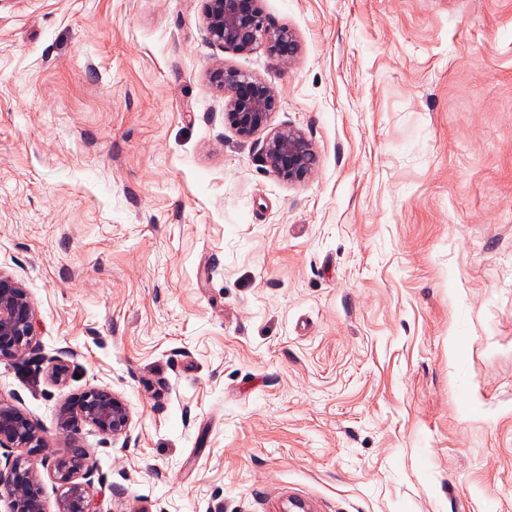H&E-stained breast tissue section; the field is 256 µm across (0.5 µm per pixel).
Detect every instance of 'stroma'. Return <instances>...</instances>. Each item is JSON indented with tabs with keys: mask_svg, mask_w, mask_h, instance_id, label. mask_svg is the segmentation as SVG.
<instances>
[{
	"mask_svg": "<svg viewBox=\"0 0 512 512\" xmlns=\"http://www.w3.org/2000/svg\"><path fill=\"white\" fill-rule=\"evenodd\" d=\"M0 0V272L35 354L0 396L85 449L97 512H512V0ZM279 96L304 182L240 138L216 64ZM69 365L65 382L49 371ZM107 387L130 434H59ZM203 21L209 39L224 51L242 54L257 46L284 63L293 61L300 45L287 26L271 24L260 0H202ZM262 161L279 179L296 184L313 174L319 155L301 130L288 126L269 133L262 147Z\"/></svg>",
	"mask_w": 512,
	"mask_h": 512,
	"instance_id": "35a3bbf8",
	"label": "stroma"
}]
</instances>
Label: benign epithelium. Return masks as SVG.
<instances>
[{"label": "benign epithelium", "mask_w": 512, "mask_h": 512, "mask_svg": "<svg viewBox=\"0 0 512 512\" xmlns=\"http://www.w3.org/2000/svg\"><path fill=\"white\" fill-rule=\"evenodd\" d=\"M203 21L209 39L226 51L242 54L263 46L278 60L293 61L300 45L286 26L271 24L260 0H202ZM210 81L227 96L224 119L248 139L269 125L279 103L275 91L253 76L218 65ZM262 161L279 179L292 184L308 179L319 164L313 142L292 126L269 133ZM37 346L32 300L21 283L0 272V359H17ZM127 404L107 387L85 390L63 404L57 413L60 434L73 440L84 426L117 437L129 432ZM0 448L19 453L5 456L0 465V501L8 512H45L42 480L30 456L45 448L44 430L15 401L0 398ZM94 465L81 448L56 458L52 477L60 485L57 512H96L89 494Z\"/></svg>", "instance_id": "7a95c632"}]
</instances>
